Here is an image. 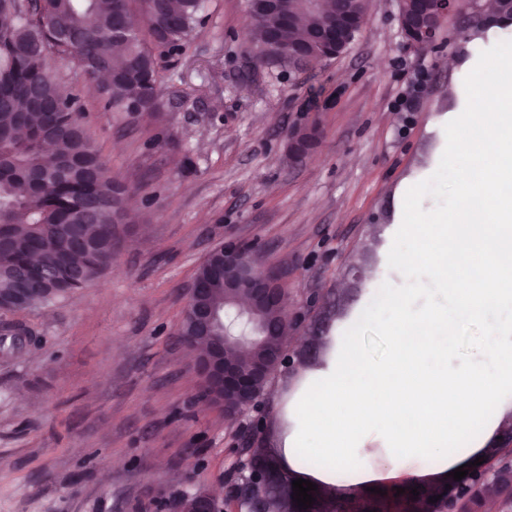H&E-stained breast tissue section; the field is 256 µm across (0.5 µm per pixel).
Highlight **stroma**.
I'll return each mask as SVG.
<instances>
[{
  "mask_svg": "<svg viewBox=\"0 0 512 512\" xmlns=\"http://www.w3.org/2000/svg\"><path fill=\"white\" fill-rule=\"evenodd\" d=\"M206 12L184 54L162 64L156 114L104 111L80 73L56 67L136 219L120 225L97 279L12 315L35 340L0 356V512H175L187 493L245 512L229 495L243 424L200 406L194 360L176 342L187 289L227 232L262 244L292 308L321 300L289 325L290 353L314 342L315 361L271 382L292 398L316 384L333 346L355 341L369 361L388 357L378 323L392 315L393 289L415 308L451 304L430 270L399 263L411 243L391 218L401 181L438 149L459 18L418 54L403 45L399 0H369L341 57L257 67L246 0H207ZM306 123L321 137L298 163L288 131ZM509 320L504 306L464 323L448 343L449 371L488 360L491 328ZM511 425L509 391L458 446L497 443Z\"/></svg>",
  "mask_w": 512,
  "mask_h": 512,
  "instance_id": "stroma-1",
  "label": "stroma"
}]
</instances>
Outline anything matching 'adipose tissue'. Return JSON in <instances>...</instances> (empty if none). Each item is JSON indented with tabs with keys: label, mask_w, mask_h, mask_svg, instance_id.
<instances>
[{
	"label": "adipose tissue",
	"mask_w": 512,
	"mask_h": 512,
	"mask_svg": "<svg viewBox=\"0 0 512 512\" xmlns=\"http://www.w3.org/2000/svg\"><path fill=\"white\" fill-rule=\"evenodd\" d=\"M484 4L487 27L471 30L448 58L454 83L435 164L444 169L464 157L456 173L457 202L423 207L419 175L394 194V221L412 241L402 264L429 268L452 306L414 311L404 296L394 295V314L383 326L391 356L373 364L356 343H347L318 383L290 404L297 428L283 441L286 460L322 459L319 479H332L343 468L358 483L387 480L422 456L434 458L443 472L474 461L481 451L460 452V431L512 386L511 321L493 331L491 362L448 372L447 342L460 321L512 304V15L502 13L496 0ZM372 426L389 450L383 469L363 467L360 460L359 439Z\"/></svg>",
	"instance_id": "1"
}]
</instances>
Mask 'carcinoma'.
<instances>
[{"label":"carcinoma","mask_w":512,"mask_h":512,"mask_svg":"<svg viewBox=\"0 0 512 512\" xmlns=\"http://www.w3.org/2000/svg\"><path fill=\"white\" fill-rule=\"evenodd\" d=\"M0 0V314L49 305L85 287L112 264V239L126 188L115 183L107 160L86 135L76 96L61 93L50 62L87 59L112 72L103 95L110 112H155L161 95L159 61L183 53L203 28V0ZM247 0L261 21L251 30L257 59L279 56L278 43H300L328 23L308 0H283L270 11ZM296 14L288 26V14ZM68 28L88 36L58 38ZM121 57L119 67L113 60ZM57 149L54 164L46 144ZM94 204L93 221L85 223ZM209 301L224 313V273L200 266ZM512 507V468L474 481L459 496L461 512H479L487 492ZM231 494L248 509L258 496L240 484Z\"/></svg>","instance_id":"1"}]
</instances>
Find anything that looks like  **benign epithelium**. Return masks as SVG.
<instances>
[{
	"mask_svg": "<svg viewBox=\"0 0 512 512\" xmlns=\"http://www.w3.org/2000/svg\"><path fill=\"white\" fill-rule=\"evenodd\" d=\"M416 8L411 13H399L398 21L405 48L416 52L430 51L437 45V38L445 20L461 11L468 23L481 24L485 14L481 0H415ZM365 19L358 18L347 11L345 0H334L333 24L323 30L308 46L288 47V59L299 60L316 53L323 60H332L347 52L356 36L362 30ZM317 127L303 124L288 132V151L298 160H304L319 138ZM224 294L231 296L235 308L224 317L207 305L201 298L202 289L192 283L184 311V317H190L196 325V335L187 336L178 329L183 347L197 352L196 369L202 382L199 398L209 405L224 409L228 419H237L250 410L257 409L271 377L285 367H293V356L286 353L288 333V299L281 288L278 273L266 270L261 261V249L254 239H245L235 235L224 237ZM274 308L280 320L279 344L266 347L259 352L253 351L252 332L257 323L254 312L258 309ZM224 324V335L214 336L212 331ZM233 344L240 351H250V364L244 368L233 357L225 353L227 345ZM262 434V422L257 418L237 439V453L240 463L251 469L250 482L261 496L277 493L284 482L283 468L268 457L259 456L255 448ZM512 447V431L502 436L498 445L500 452L489 455L486 462L473 468L470 474L478 476L490 471L497 463L502 449ZM448 487L440 492L442 498L435 503L420 494L403 493L399 495L400 506L392 512H456L454 494L462 482L448 479ZM316 505L308 509H295L293 512H384L382 500L370 499L355 494L341 499L342 508L335 510L327 506L319 493H314ZM178 512H219L216 501L207 494L184 496L178 503Z\"/></svg>",
	"mask_w": 512,
	"mask_h": 512,
	"instance_id": "obj_1",
	"label": "benign epithelium"
}]
</instances>
